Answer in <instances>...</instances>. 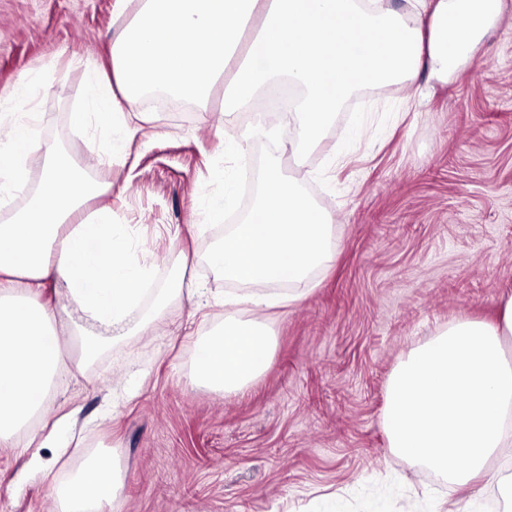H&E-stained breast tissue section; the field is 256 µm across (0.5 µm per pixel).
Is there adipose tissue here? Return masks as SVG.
<instances>
[{
    "instance_id": "obj_1",
    "label": "adipose tissue",
    "mask_w": 512,
    "mask_h": 512,
    "mask_svg": "<svg viewBox=\"0 0 512 512\" xmlns=\"http://www.w3.org/2000/svg\"><path fill=\"white\" fill-rule=\"evenodd\" d=\"M491 9L489 0H437L428 22L410 20L360 0H140L112 45V74L99 77L97 120L120 116L122 138L142 130L140 95L160 89L177 99L206 98L224 67L235 60L225 96L237 107L281 78L302 90L299 137L292 153L317 144L320 133L350 90L414 81L422 63L440 78L455 70ZM263 20L248 51H239L244 25ZM428 35H421V26ZM29 78L13 87V111L0 113L12 132L0 141V199L23 183L24 155L41 151L46 169L28 204L0 221V445L8 443L44 409L61 367V340L53 309L15 300L18 280L35 292L60 287L76 312L94 325L83 354L101 345L99 328L119 340L156 328L168 302L182 295L174 278L150 311L138 308L146 273L129 258L112 212H87L103 186L74 167L61 177L59 149L42 138L24 110ZM496 321L459 319L414 349L388 384L383 424L392 450L447 475L465 489L484 481L512 491V292L500 295ZM193 384L237 393L267 370L272 338L256 319L225 318L198 340ZM467 466L449 469L455 458ZM51 479L60 512H112L115 471L111 458L87 455L64 483Z\"/></svg>"
}]
</instances>
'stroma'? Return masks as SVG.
<instances>
[{"label":"stroma","instance_id":"stroma-1","mask_svg":"<svg viewBox=\"0 0 512 512\" xmlns=\"http://www.w3.org/2000/svg\"><path fill=\"white\" fill-rule=\"evenodd\" d=\"M113 0H0V96L20 75L26 106L56 143L110 191L129 256L149 274L142 310L176 275L193 297L170 301L157 328L81 356L53 284L64 365L39 417L0 446V512H56L39 464L56 477L81 456L45 444L71 413L83 450L121 469L115 512H512L496 486L468 497L392 453L383 428L398 363L459 318L492 320L512 290V0H496L481 35L447 79L421 67L413 84L351 93L316 149L278 152L335 220L336 256L299 302L262 310L275 337L265 373L234 395L193 385L192 354L219 327L224 283L206 263L220 237L202 229L200 198L214 159L239 129L295 127L283 114L232 108L216 86L168 112L141 99L144 133L113 149L92 109V65L110 68L127 23Z\"/></svg>","mask_w":512,"mask_h":512}]
</instances>
